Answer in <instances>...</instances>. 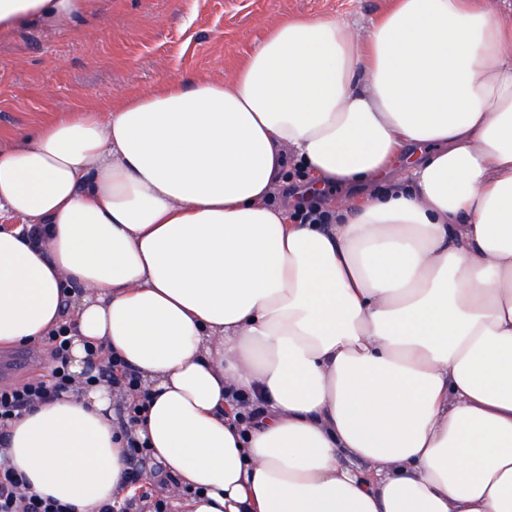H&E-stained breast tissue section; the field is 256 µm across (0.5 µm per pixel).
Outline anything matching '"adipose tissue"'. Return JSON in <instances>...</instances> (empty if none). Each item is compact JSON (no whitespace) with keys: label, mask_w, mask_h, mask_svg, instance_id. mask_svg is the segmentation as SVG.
I'll list each match as a JSON object with an SVG mask.
<instances>
[{"label":"adipose tissue","mask_w":512,"mask_h":512,"mask_svg":"<svg viewBox=\"0 0 512 512\" xmlns=\"http://www.w3.org/2000/svg\"><path fill=\"white\" fill-rule=\"evenodd\" d=\"M102 0H0V37ZM331 221L302 224L290 164ZM0 348L73 325L80 390L12 428L32 492L97 512L126 467L87 344L148 398L181 512H512V23L393 0L285 17L223 80L161 78L0 144ZM265 407L249 430L240 402Z\"/></svg>","instance_id":"1"}]
</instances>
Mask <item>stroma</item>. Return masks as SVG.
I'll return each instance as SVG.
<instances>
[{
  "instance_id": "stroma-1",
  "label": "stroma",
  "mask_w": 512,
  "mask_h": 512,
  "mask_svg": "<svg viewBox=\"0 0 512 512\" xmlns=\"http://www.w3.org/2000/svg\"><path fill=\"white\" fill-rule=\"evenodd\" d=\"M77 31L28 27L0 41V138L78 106L147 90L160 77L223 78L284 16L333 15L366 26L391 0H105Z\"/></svg>"
}]
</instances>
